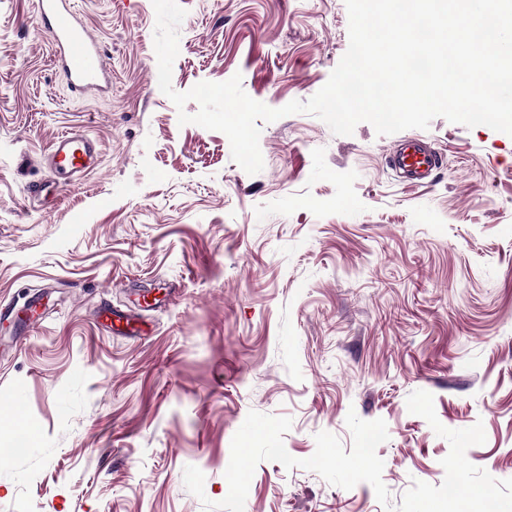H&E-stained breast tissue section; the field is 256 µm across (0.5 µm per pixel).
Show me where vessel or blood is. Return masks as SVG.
Instances as JSON below:
<instances>
[{
  "label": "vessel or blood",
  "mask_w": 512,
  "mask_h": 512,
  "mask_svg": "<svg viewBox=\"0 0 512 512\" xmlns=\"http://www.w3.org/2000/svg\"><path fill=\"white\" fill-rule=\"evenodd\" d=\"M37 7L48 25L57 64L71 90L80 94L100 91L109 82L105 55L88 30L76 23L71 0H37ZM96 161L95 142L68 133L56 138L47 155L51 171L68 184L94 167ZM437 164L435 150L420 139L402 140L391 155L392 167L411 184H423Z\"/></svg>",
  "instance_id": "1"
}]
</instances>
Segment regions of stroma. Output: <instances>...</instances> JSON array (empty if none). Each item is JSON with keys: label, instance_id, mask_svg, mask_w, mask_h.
<instances>
[{"label": "stroma", "instance_id": "35a3bbf8", "mask_svg": "<svg viewBox=\"0 0 512 512\" xmlns=\"http://www.w3.org/2000/svg\"><path fill=\"white\" fill-rule=\"evenodd\" d=\"M178 3L179 92L238 73L269 107L304 102L349 46L345 0ZM74 9L112 65L107 94L73 98L36 0H0V407L18 415L0 419V512H207L253 410L291 418L300 460L321 431L351 449L348 412L384 420L397 506L443 482L450 450L409 412L417 390L445 427L482 424L468 460L512 478V136L434 118L416 132L440 159L425 188L390 169L398 135L298 113L261 123L250 175L224 133L180 124L197 102L161 92L152 0ZM63 133L99 161L55 191L43 157ZM244 512L385 510L368 483L263 461Z\"/></svg>", "mask_w": 512, "mask_h": 512}]
</instances>
